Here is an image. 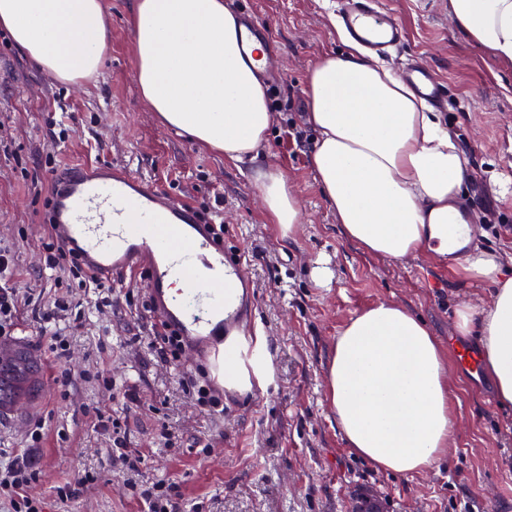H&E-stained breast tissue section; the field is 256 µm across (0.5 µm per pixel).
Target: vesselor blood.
I'll return each mask as SVG.
<instances>
[{
	"instance_id": "1",
	"label": "vessel or blood",
	"mask_w": 512,
	"mask_h": 512,
	"mask_svg": "<svg viewBox=\"0 0 512 512\" xmlns=\"http://www.w3.org/2000/svg\"><path fill=\"white\" fill-rule=\"evenodd\" d=\"M340 26L368 50L386 55L406 38L403 26L377 0H337ZM241 44L253 50L267 25L245 15ZM409 86L434 106L445 90L432 71L410 64ZM47 222L58 245L75 252L91 275L116 282L144 278L147 301L160 322L182 337L187 349L207 356L211 381L224 389V353H237L250 368L255 351L251 322L237 297L222 285L252 287L248 268L235 250L219 244L198 210L155 182L124 166L69 171L55 182Z\"/></svg>"
}]
</instances>
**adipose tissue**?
<instances>
[{
  "instance_id": "1",
  "label": "adipose tissue",
  "mask_w": 512,
  "mask_h": 512,
  "mask_svg": "<svg viewBox=\"0 0 512 512\" xmlns=\"http://www.w3.org/2000/svg\"><path fill=\"white\" fill-rule=\"evenodd\" d=\"M453 24L512 63V0H448ZM134 76L161 122L226 160L253 164L271 223L292 232L300 200L283 173L256 160L272 124L266 88L241 47L225 0H134ZM0 27L41 70L72 83L101 68L111 31L104 0H0ZM317 133L316 182L346 238L374 256H466L457 269L490 285L480 309L460 306L459 335L477 337L499 404L512 405V276L460 219L466 161L456 138L402 78L358 44L321 55L307 75ZM326 394L349 448L378 469L430 470L456 425L448 356L426 324L388 302L355 314L336 337Z\"/></svg>"
}]
</instances>
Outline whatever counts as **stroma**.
Returning a JSON list of instances; mask_svg holds the SVG:
<instances>
[{
	"mask_svg": "<svg viewBox=\"0 0 512 512\" xmlns=\"http://www.w3.org/2000/svg\"><path fill=\"white\" fill-rule=\"evenodd\" d=\"M405 29L404 43L384 63L400 70L422 62L448 88L440 118L468 161L460 209L476 224V241L512 255V64L491 58L448 18L446 0H380ZM112 37L99 76L74 87L34 66L0 28V248L9 250L26 290L6 341L37 359L49 392L21 413L0 415V455L26 446L29 429L44 424L34 456L35 492L43 512H142L124 488L126 473L112 463V437L94 431L92 410L113 411L129 447L145 453L147 475L175 482L186 503L202 512H352L359 492L379 512H454L469 496L485 512H512V407L498 404L484 372L449 365L457 425L440 462L426 473L402 476L376 470L345 444L325 392L335 338L357 312L398 303L427 324L448 354L477 351L476 337L457 335V306H481L485 284L454 274L450 261L428 254L391 260L364 253L341 232L310 165L315 133L306 121L305 78L324 53L342 51L334 0H230L236 13L256 15L271 37L265 47L280 72L267 84L274 114L262 166L281 171L302 202L291 236L270 223L250 167L225 160L165 128L142 99L134 79L132 0H104ZM65 140L53 139L56 127ZM118 161L196 205L220 203L224 242L240 250L255 287L252 322L266 341L272 367L262 383L223 393V415L194 405L183 372L206 367L184 355L178 369L133 343L152 314L118 298L98 313L77 282L47 287L37 268L48 230L40 222L52 169ZM332 277L321 283L317 267ZM83 298L85 317L70 329L71 353L53 361L41 342L43 315L53 299ZM96 367L100 380L85 381ZM69 373V384L59 381ZM115 380L116 392L103 379ZM134 390V398L124 390ZM172 435L164 446L161 431ZM212 442L205 455L194 440ZM82 470L94 484L61 502L58 486Z\"/></svg>",
	"mask_w": 512,
	"mask_h": 512,
	"instance_id": "35a3bbf8",
	"label": "stroma"
}]
</instances>
